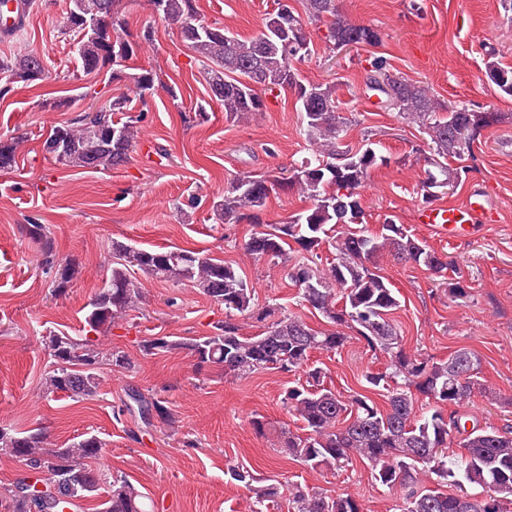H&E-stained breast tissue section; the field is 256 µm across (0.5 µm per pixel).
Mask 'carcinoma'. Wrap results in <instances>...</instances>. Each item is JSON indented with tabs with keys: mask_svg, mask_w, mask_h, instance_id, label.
Returning a JSON list of instances; mask_svg holds the SVG:
<instances>
[{
	"mask_svg": "<svg viewBox=\"0 0 512 512\" xmlns=\"http://www.w3.org/2000/svg\"><path fill=\"white\" fill-rule=\"evenodd\" d=\"M121 0H69L59 31L73 38L74 57L87 74L112 70V80H125L117 69L136 55L140 44L151 42L154 27L146 24L139 35L126 30L120 18ZM158 6L156 18L176 22L181 35L202 62L209 99L224 107V117L240 121L265 109L262 94L288 89L299 103L302 128L312 147L311 158L293 170L287 180L238 175L216 209L226 224L246 221L263 224L261 212L270 194L278 189L294 191L310 205L268 231L251 234L245 249L258 258L279 259L285 245L293 242L307 254L295 263L288 276L298 288L299 302L320 312L332 330L318 331L296 315L276 316V308H255L252 287L232 265L217 261L202 251L182 248H137L112 240V266L84 320L91 332H99L128 315L145 299L140 270L174 283L189 282L211 300L224 305V321L213 332L199 338L173 339L151 336L141 341V351L157 355L185 350L196 366H217L237 379L250 377L261 369L292 373L305 369V383L288 387L281 403L303 424L305 434L282 431L278 447L311 470L342 468L354 459L370 467L382 487L400 494L402 512H506L512 503V431L472 424L461 408L475 392L486 387L479 380L481 360L462 348L446 360L420 358L406 351L400 326L391 318L400 300L389 283L371 268L386 253L398 263H414L440 277H446L450 262L414 237L402 224L391 220L371 232L363 222L364 209L359 188L371 172L386 166L389 157L370 138L352 145L344 141V121L337 110L335 83H306L293 61L309 55L311 42L307 24L288 5L278 0L267 16L260 34L241 40L216 23L201 19L197 0H148ZM308 20L331 18L326 39L337 49L347 41L374 47L381 43L379 30L354 24L339 11L338 0H302ZM45 73L43 59L33 53L0 58V75L8 84L0 88L7 95L14 82L30 83ZM485 76L499 93L512 97V67L501 65L490 52ZM136 90L145 92L158 83L157 75L143 70L131 76ZM367 86L382 96L385 108L395 110L410 124L426 130L430 157L422 190L427 201L438 198V182L456 190L464 167H448L446 160L462 158L484 124L474 112L448 105L429 94L427 88L393 71L383 57L371 61ZM129 96L119 94L96 112H83L53 127L43 150L53 163L64 169L110 171L130 159L137 142L143 114L116 120L114 114L127 112ZM19 137L0 141V171L16 166ZM346 231L334 235L336 226ZM22 235L39 245L43 271L51 277L52 295H64L78 275L75 260L58 258L55 240L44 224L36 221L20 227ZM334 250V258L320 269L310 264L322 245ZM248 316L258 322L272 319L261 332L245 336L236 317ZM352 330L374 352L389 357L392 386L387 376L368 372V389L386 391V406L378 407L370 397L356 394L344 398L324 386V369L310 363L315 351L332 352L343 347ZM53 359L43 384L49 394L62 393L77 400L99 395L103 358L111 365L128 369L131 360L123 351L103 355L93 339L77 340L54 331L43 336ZM427 399L428 410L418 407L416 395ZM129 412L137 411L144 423L175 424L164 399L145 396L137 390L128 394ZM0 448L39 468L50 481L53 492L44 498L20 492L14 485L0 512H61L81 501L104 495L102 512H144L143 495L122 476H115L101 491L102 478L88 461L101 455L103 441L94 434H82L66 447L50 448L44 431L34 429L20 435L0 428ZM230 478L248 490L257 505L273 503L279 487L266 484L243 467L228 470ZM482 488L471 495L465 485ZM452 491L447 492L444 487ZM293 512H363L352 496L329 498L299 488L290 492Z\"/></svg>",
	"mask_w": 512,
	"mask_h": 512,
	"instance_id": "cac0c4a2",
	"label": "carcinoma"
}]
</instances>
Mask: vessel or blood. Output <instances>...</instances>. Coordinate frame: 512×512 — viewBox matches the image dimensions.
Returning <instances> with one entry per match:
<instances>
[{"instance_id":"vessel-or-blood-1","label":"vessel or blood","mask_w":512,"mask_h":512,"mask_svg":"<svg viewBox=\"0 0 512 512\" xmlns=\"http://www.w3.org/2000/svg\"><path fill=\"white\" fill-rule=\"evenodd\" d=\"M31 0H7L0 11V37H10L31 18ZM415 220L427 224L445 239L455 241L486 229L493 216L484 205L483 195L473 189L459 206H425L417 210Z\"/></svg>"}]
</instances>
